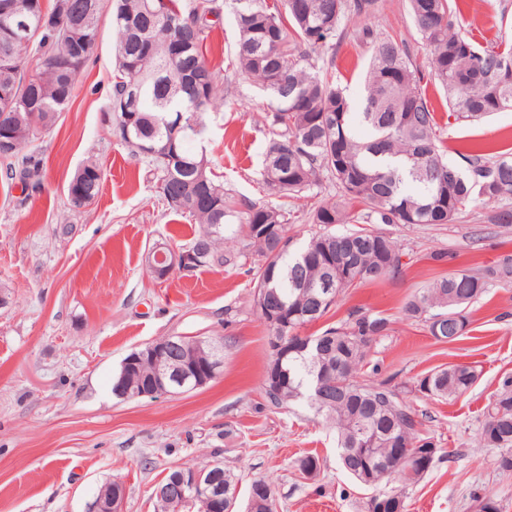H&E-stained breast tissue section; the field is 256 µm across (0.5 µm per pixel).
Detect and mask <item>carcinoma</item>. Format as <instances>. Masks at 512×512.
Masks as SVG:
<instances>
[{"mask_svg":"<svg viewBox=\"0 0 512 512\" xmlns=\"http://www.w3.org/2000/svg\"><path fill=\"white\" fill-rule=\"evenodd\" d=\"M11 2L31 28L43 16L55 17L77 28L87 44L77 53L81 62L63 70L65 55L57 67L43 61L58 47L57 25L25 41L8 40L0 31V114L8 112L19 131L0 159L22 180L40 185L39 163L29 148L68 105L94 52L103 9L110 6L116 52L111 111L117 128L125 123L123 103L129 100L135 120L124 144L159 173L158 193L169 208L198 224L185 246L205 252L203 268L244 267L252 276L251 308L265 327L270 351L264 383L277 384L273 392L263 388L266 402L274 408L306 402L336 431L339 464L350 477L365 485L398 482L371 497L367 512H406L409 489L446 452L422 432L399 387L364 373L372 346L388 335L389 319L356 308L317 335L302 336L299 329L322 319L350 289L400 272L397 242L375 224H450L477 203L503 204L498 221L512 224V152L472 155L465 169L448 162L424 76L403 42L373 28L379 0H230L236 68L269 98L263 190L285 203L238 196L217 179L206 150L197 146L201 116L224 105L223 81L204 54L214 0H53L48 8L43 0ZM407 7L449 116L478 124L496 112H512V79L500 77L512 68V41L482 46L462 33L451 0H407ZM353 18L368 22L358 38L371 49L360 112L352 111L332 67L301 64L312 52L334 50L342 26ZM180 117L178 160L148 153L169 142L168 124ZM101 180L97 162L87 160L68 183L69 206L91 205ZM326 182L336 195L306 212L307 222L319 230L291 248L288 233L296 216L286 199ZM337 224L353 228L338 232ZM330 266L335 282L326 302L318 284ZM494 285H512V254L475 270L440 275L409 296L404 311L438 342L463 340L470 332L468 306ZM264 292L280 300L283 321L269 323L258 312ZM152 371L147 357L132 371L121 366L112 392L123 397L126 383L145 382ZM479 375L475 365L452 364L428 372L414 389L429 399L456 398ZM482 417L479 443L498 449L497 468L512 471L511 375L499 382ZM407 450L420 451L428 461L410 470ZM297 466L307 478L320 472L313 455L300 458ZM217 482L223 491L214 512H227L237 504L239 479L224 470ZM269 489L274 485L267 478L251 482L248 512H273Z\"/></svg>","mask_w":512,"mask_h":512,"instance_id":"1","label":"carcinoma"}]
</instances>
